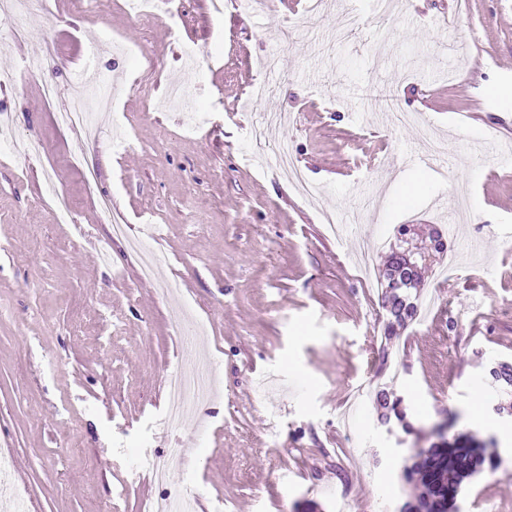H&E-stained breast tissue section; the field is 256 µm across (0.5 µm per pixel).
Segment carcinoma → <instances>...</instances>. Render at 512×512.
<instances>
[{
  "label": "carcinoma",
  "mask_w": 512,
  "mask_h": 512,
  "mask_svg": "<svg viewBox=\"0 0 512 512\" xmlns=\"http://www.w3.org/2000/svg\"><path fill=\"white\" fill-rule=\"evenodd\" d=\"M410 264L412 260L399 249L391 251L387 257L384 274L387 289L383 302V305L391 307V318L384 323L383 328L387 341L397 335V329L404 327L417 315V305L405 302V297L399 293V290L408 288L406 269ZM495 373L501 397L497 404V413H509L512 411V364H495ZM376 405L382 409L381 420L384 422L394 418L406 433L421 434L408 420L401 399H392L388 393L380 391L376 395ZM451 427V421L434 426L430 431L434 441L426 447L414 449L408 457L403 477L406 482L415 486V494L404 503L402 512H456L455 497L460 493L463 482L483 471H495L500 466V457L485 443L460 435L456 439L458 445L449 444L445 433ZM437 467L442 468L443 480L448 485L446 494L431 489L426 483L428 470Z\"/></svg>",
  "instance_id": "obj_1"
}]
</instances>
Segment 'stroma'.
<instances>
[{
	"label": "stroma",
	"instance_id": "1",
	"mask_svg": "<svg viewBox=\"0 0 512 512\" xmlns=\"http://www.w3.org/2000/svg\"><path fill=\"white\" fill-rule=\"evenodd\" d=\"M305 2L173 0L141 21L127 0H55L0 38V452L23 512H148L184 489L208 512H399L413 439L380 422L373 390L403 397L426 431L451 414L469 431L475 389L494 399L487 365L512 362V157L499 153L512 0H398L384 18L372 0ZM28 51L42 58L30 77ZM174 85L188 89L181 113ZM84 86L110 90L114 116L60 127ZM395 109L415 126L393 125ZM264 112L288 115L276 137L314 197L256 145ZM90 149L93 196L71 164ZM45 180L73 223L37 191ZM410 183L420 192L401 201ZM100 195L167 255L154 279L100 223ZM403 224L442 231L448 252L416 290L434 307L388 341L380 275ZM185 361L216 390L172 429L167 380ZM500 457L458 512H512V453Z\"/></svg>",
	"mask_w": 512,
	"mask_h": 512
}]
</instances>
